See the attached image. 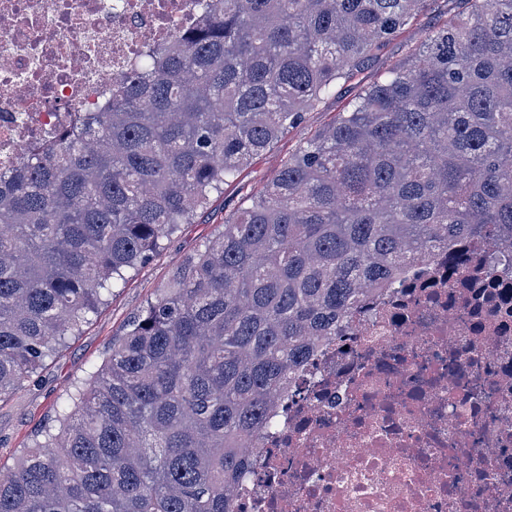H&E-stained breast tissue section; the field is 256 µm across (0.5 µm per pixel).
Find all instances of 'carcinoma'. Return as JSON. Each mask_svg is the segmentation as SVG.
<instances>
[{
	"label": "carcinoma",
	"instance_id": "carcinoma-1",
	"mask_svg": "<svg viewBox=\"0 0 512 512\" xmlns=\"http://www.w3.org/2000/svg\"><path fill=\"white\" fill-rule=\"evenodd\" d=\"M429 2L201 0L104 111L0 170V399ZM455 2L173 269L0 473V512H233L247 439L366 294L437 248L512 243V0Z\"/></svg>",
	"mask_w": 512,
	"mask_h": 512
}]
</instances>
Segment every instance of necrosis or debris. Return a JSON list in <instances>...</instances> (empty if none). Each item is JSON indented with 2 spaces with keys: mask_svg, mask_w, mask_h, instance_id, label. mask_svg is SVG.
<instances>
[{
  "mask_svg": "<svg viewBox=\"0 0 512 512\" xmlns=\"http://www.w3.org/2000/svg\"><path fill=\"white\" fill-rule=\"evenodd\" d=\"M197 0H0V169L103 107ZM490 239L407 267L290 376L236 512H512V275Z\"/></svg>",
  "mask_w": 512,
  "mask_h": 512,
  "instance_id": "1",
  "label": "necrosis or debris"
}]
</instances>
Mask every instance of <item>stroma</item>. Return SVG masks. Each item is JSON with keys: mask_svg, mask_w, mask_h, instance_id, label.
<instances>
[{"mask_svg": "<svg viewBox=\"0 0 512 512\" xmlns=\"http://www.w3.org/2000/svg\"><path fill=\"white\" fill-rule=\"evenodd\" d=\"M453 14L452 0H432L417 26L388 42L351 83L328 94L316 110L304 113L301 121L270 150L226 182L222 191L212 193L209 204L197 213L193 223L180 225L162 240L146 263L128 272L126 281L114 286L79 335L69 338L22 388L0 400V470L6 472L14 467L21 448L30 445L37 431L54 417L73 383L98 369L113 337L121 335L130 319L155 298L174 265L202 249L222 230L225 218L236 213L251 194L275 175L281 160L345 111L362 87L383 78L422 32L443 26Z\"/></svg>", "mask_w": 512, "mask_h": 512, "instance_id": "obj_1", "label": "stroma"}]
</instances>
